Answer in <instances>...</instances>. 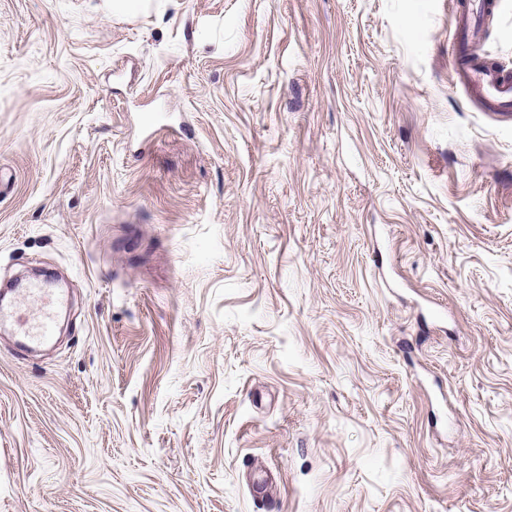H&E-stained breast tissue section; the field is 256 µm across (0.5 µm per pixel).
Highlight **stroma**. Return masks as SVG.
<instances>
[{
  "instance_id": "stroma-1",
  "label": "stroma",
  "mask_w": 512,
  "mask_h": 512,
  "mask_svg": "<svg viewBox=\"0 0 512 512\" xmlns=\"http://www.w3.org/2000/svg\"><path fill=\"white\" fill-rule=\"evenodd\" d=\"M454 50L448 0H0V286L67 283L0 334V512H512V114ZM27 292L40 301V313L34 320L22 318L19 315L17 336L25 347L33 348L45 344L55 335L56 316L53 313V308L54 304L56 306L63 304L64 295L56 294V299L53 301L47 297L46 289L39 286L27 288Z\"/></svg>"
}]
</instances>
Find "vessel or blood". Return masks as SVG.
<instances>
[{
    "instance_id": "b4317fda",
    "label": "vessel or blood",
    "mask_w": 512,
    "mask_h": 512,
    "mask_svg": "<svg viewBox=\"0 0 512 512\" xmlns=\"http://www.w3.org/2000/svg\"><path fill=\"white\" fill-rule=\"evenodd\" d=\"M499 5L500 0H448V11L460 46L450 63L461 84L477 98L482 110L496 114L512 112V78L484 58L474 55L469 48L468 37L482 23L484 16L494 13ZM30 293L39 300L40 313L33 320L19 319L18 336L25 347L33 348L54 336L56 317L54 302L47 297L44 288L31 287Z\"/></svg>"
}]
</instances>
